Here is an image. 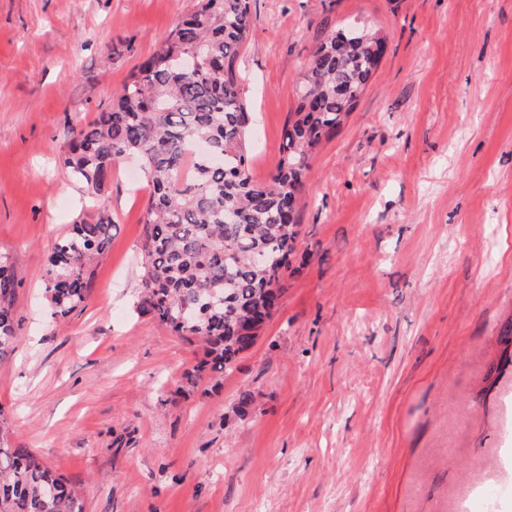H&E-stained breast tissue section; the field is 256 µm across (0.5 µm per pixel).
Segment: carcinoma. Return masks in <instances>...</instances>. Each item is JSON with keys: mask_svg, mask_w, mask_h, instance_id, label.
I'll use <instances>...</instances> for the list:
<instances>
[{"mask_svg": "<svg viewBox=\"0 0 512 512\" xmlns=\"http://www.w3.org/2000/svg\"><path fill=\"white\" fill-rule=\"evenodd\" d=\"M250 26V0H194L64 154L71 179L97 203L118 162H141L151 191L135 311L204 343L202 360L181 374L188 386L206 373L220 383L279 309L309 159L354 109L384 44L367 30L350 42L336 30L322 35L288 112L279 163L260 183L236 70ZM111 239V220L100 212L56 242L43 282L52 317L85 307L92 263ZM14 296V274L0 261V360L16 341ZM0 512H83V504L63 476L0 437Z\"/></svg>", "mask_w": 512, "mask_h": 512, "instance_id": "obj_1", "label": "carcinoma"}]
</instances>
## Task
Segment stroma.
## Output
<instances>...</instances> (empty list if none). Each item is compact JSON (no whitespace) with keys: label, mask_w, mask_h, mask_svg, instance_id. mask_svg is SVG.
<instances>
[{"label":"stroma","mask_w":512,"mask_h":512,"mask_svg":"<svg viewBox=\"0 0 512 512\" xmlns=\"http://www.w3.org/2000/svg\"><path fill=\"white\" fill-rule=\"evenodd\" d=\"M193 0H0V255L19 320L0 438L84 512H512V0H253L238 66L267 181L322 31H379L378 71L312 155L296 273L220 387L138 316L149 188L116 165L83 311L47 259L97 209L61 154ZM253 394L238 416L240 393Z\"/></svg>","instance_id":"1"}]
</instances>
